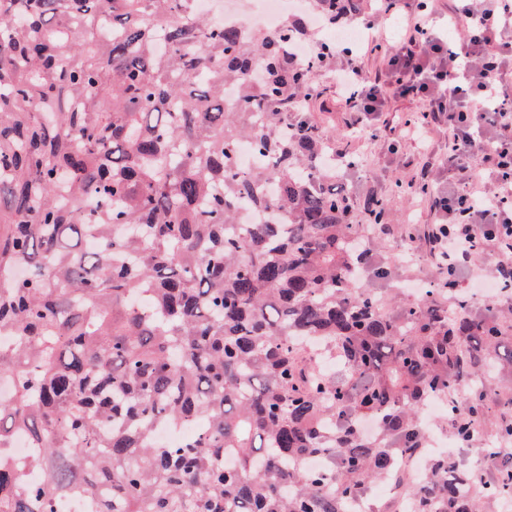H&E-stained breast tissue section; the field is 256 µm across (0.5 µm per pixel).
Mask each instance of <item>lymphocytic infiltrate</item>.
<instances>
[{
	"instance_id": "lymphocytic-infiltrate-1",
	"label": "lymphocytic infiltrate",
	"mask_w": 512,
	"mask_h": 512,
	"mask_svg": "<svg viewBox=\"0 0 512 512\" xmlns=\"http://www.w3.org/2000/svg\"><path fill=\"white\" fill-rule=\"evenodd\" d=\"M378 2L355 24L368 33L367 52L384 53V75L368 74L352 50L336 53L347 128L359 133L381 124L391 98L417 102V116L389 127L392 148L447 130L448 165L459 174L451 193L432 196L433 166L426 163L408 186L412 199L431 202L433 258L465 268L474 280H512V91L501 81L512 64V0H456L448 22L465 36L453 44L430 0ZM394 16L403 26L391 41L387 22ZM488 246L497 255L490 271L477 262Z\"/></svg>"
}]
</instances>
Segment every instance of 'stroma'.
Wrapping results in <instances>:
<instances>
[{
  "label": "stroma",
  "instance_id": "35a3bbf8",
  "mask_svg": "<svg viewBox=\"0 0 512 512\" xmlns=\"http://www.w3.org/2000/svg\"><path fill=\"white\" fill-rule=\"evenodd\" d=\"M316 88V95L308 102V110L314 121L327 132L337 151L355 155L360 160L357 167L339 172L340 182L349 185L354 199L370 195H396V188L407 186L415 180L426 162L434 167L436 191L445 193L456 187L459 175L450 170L445 162L448 152L446 132H433L424 141L410 143L396 152L391 151L388 139L349 135L330 69H321ZM397 197L389 218L393 240L404 238L408 225L416 224L424 230L432 226L434 216L426 203L412 201L406 194Z\"/></svg>",
  "mask_w": 512,
  "mask_h": 512
}]
</instances>
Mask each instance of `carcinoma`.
Here are the masks:
<instances>
[{
  "label": "carcinoma",
  "instance_id": "obj_1",
  "mask_svg": "<svg viewBox=\"0 0 512 512\" xmlns=\"http://www.w3.org/2000/svg\"><path fill=\"white\" fill-rule=\"evenodd\" d=\"M305 2L270 32L191 0H0V446L26 434L45 473L0 461V512H344L408 483L434 396L494 470L432 457L413 512L512 497V297L476 313L446 265L388 287L395 198L336 190L304 110L325 60L297 53L367 0Z\"/></svg>",
  "mask_w": 512,
  "mask_h": 512
}]
</instances>
